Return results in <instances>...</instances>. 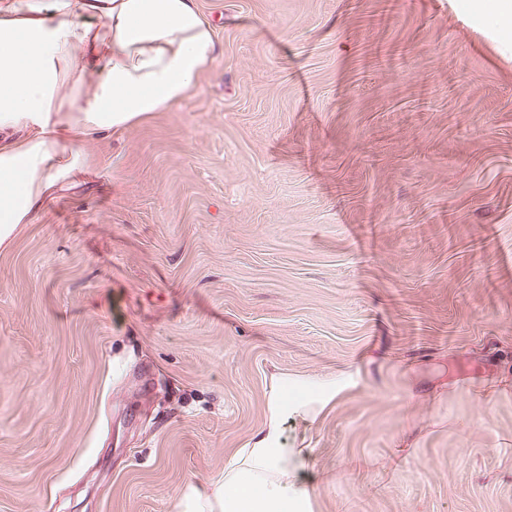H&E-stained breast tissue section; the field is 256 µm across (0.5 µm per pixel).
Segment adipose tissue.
Masks as SVG:
<instances>
[{
	"label": "adipose tissue",
	"mask_w": 512,
	"mask_h": 512,
	"mask_svg": "<svg viewBox=\"0 0 512 512\" xmlns=\"http://www.w3.org/2000/svg\"><path fill=\"white\" fill-rule=\"evenodd\" d=\"M214 51L196 0H0V248L86 164L84 141L170 111ZM287 387L274 379L257 433L179 512H314L310 451L282 438Z\"/></svg>",
	"instance_id": "ef3b65f1"
}]
</instances>
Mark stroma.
I'll return each mask as SVG.
<instances>
[{"instance_id": "obj_1", "label": "stroma", "mask_w": 512, "mask_h": 512, "mask_svg": "<svg viewBox=\"0 0 512 512\" xmlns=\"http://www.w3.org/2000/svg\"><path fill=\"white\" fill-rule=\"evenodd\" d=\"M197 5L191 95L0 251V512H173L280 374L314 512H512V29Z\"/></svg>"}]
</instances>
